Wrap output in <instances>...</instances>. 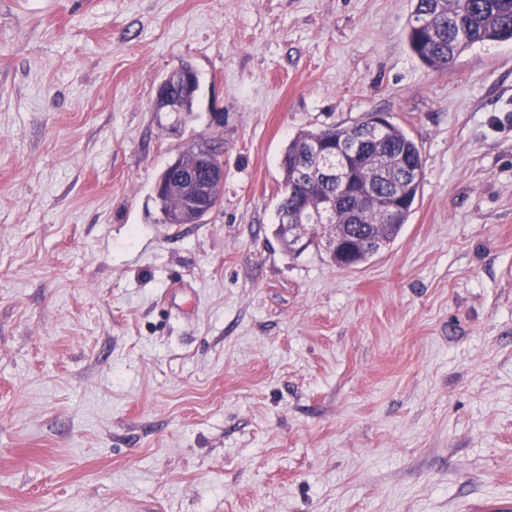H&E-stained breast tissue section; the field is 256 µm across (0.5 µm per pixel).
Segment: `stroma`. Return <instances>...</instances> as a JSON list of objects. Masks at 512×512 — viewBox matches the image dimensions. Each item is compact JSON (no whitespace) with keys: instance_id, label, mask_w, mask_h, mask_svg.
I'll list each match as a JSON object with an SVG mask.
<instances>
[{"instance_id":"35a3bbf8","label":"stroma","mask_w":512,"mask_h":512,"mask_svg":"<svg viewBox=\"0 0 512 512\" xmlns=\"http://www.w3.org/2000/svg\"><path fill=\"white\" fill-rule=\"evenodd\" d=\"M413 8L0 0V512L512 504V42L426 67ZM368 112L422 150L408 223L352 269L286 253L282 152ZM211 132L220 205L159 222ZM179 66L191 72V80L185 82L182 76L178 77L177 69H173L167 77L158 85L157 89L166 91L175 98L178 114L192 115L195 112L197 92L200 85L199 75L195 68L189 64L182 62ZM209 139L213 144H217L219 147H222L224 144V141L221 138L215 137V136H209ZM208 140V137L201 136L198 139H196L195 143H192L194 150L196 153H203L207 155H211L214 157L215 160H213V164L209 166L208 168V180L210 184H218L224 186V151L223 153V160L222 158H219L216 156L213 146Z\"/></svg>"}]
</instances>
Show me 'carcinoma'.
I'll use <instances>...</instances> for the list:
<instances>
[{
  "mask_svg": "<svg viewBox=\"0 0 512 512\" xmlns=\"http://www.w3.org/2000/svg\"><path fill=\"white\" fill-rule=\"evenodd\" d=\"M435 0H415L408 24L407 40L413 54L426 66L444 69L467 49L477 44L512 41V0H446L441 13L434 10ZM181 67L191 72L186 82L171 71L158 85L175 98L180 114L195 112L199 75L189 63ZM374 114L369 113L351 125L336 124L320 130H300L290 140L280 164L283 182L276 206L277 223L274 234L284 236L283 224L291 216L294 197L288 195L292 184H301L303 199L314 203L330 194L336 196L335 223L346 225L354 238V250L344 257L325 250L337 267H358L373 256L389 248L407 223L419 194L424 177V160L415 141L399 125L386 122L379 129L376 140L369 142L356 161V165L384 164L386 174L375 176L374 188L381 194L401 193L398 209L389 214L380 210L357 211L356 197L350 191L336 193V182L317 174H303L306 150L312 139L320 140L327 149H336L352 139L355 130L371 124ZM163 223L196 224L197 214L185 216L179 212L176 196L169 197L164 209Z\"/></svg>",
  "mask_w": 512,
  "mask_h": 512,
  "instance_id": "carcinoma-1",
  "label": "carcinoma"
}]
</instances>
